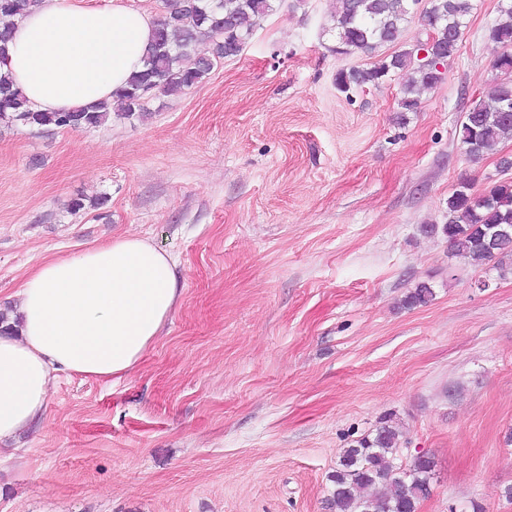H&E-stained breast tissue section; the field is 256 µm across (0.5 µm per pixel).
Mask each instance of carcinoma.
Wrapping results in <instances>:
<instances>
[{
    "mask_svg": "<svg viewBox=\"0 0 512 512\" xmlns=\"http://www.w3.org/2000/svg\"><path fill=\"white\" fill-rule=\"evenodd\" d=\"M38 0H0V63L15 20ZM416 0H335L332 25L325 29L334 40L330 51L350 56L391 49L369 67L337 71L336 89L349 94L364 86L377 87L394 75L403 78L400 111L415 112L421 95L444 79L439 66L455 56L459 42L454 33L466 26L473 0H427L419 21L425 39L401 41L406 23L416 14ZM278 8V0H159V20L147 49L145 68L134 74L117 104L68 112L36 109L8 75L0 74V117L10 116L23 126L77 130L97 127L111 114L123 119L142 118L153 95L185 93L203 83L227 58L238 56L265 19ZM487 37L512 46V0L501 3ZM209 44L205 54L198 52ZM460 142L467 156L478 160L503 140L512 138V80L497 84L493 92L463 113ZM512 225V182L501 181L475 194L461 182L448 196L446 221L428 224L422 232L446 240L451 254L470 265L498 259L500 269L512 271V236L490 242L491 227ZM434 289L419 282L403 299L406 307L428 304ZM401 432L387 419L346 449L332 475L331 505L335 512H417L430 494L432 457L416 455L409 468L393 464Z\"/></svg>",
    "mask_w": 512,
    "mask_h": 512,
    "instance_id": "1",
    "label": "carcinoma"
}]
</instances>
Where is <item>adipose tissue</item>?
<instances>
[{"label":"adipose tissue","instance_id":"obj_1","mask_svg":"<svg viewBox=\"0 0 512 512\" xmlns=\"http://www.w3.org/2000/svg\"><path fill=\"white\" fill-rule=\"evenodd\" d=\"M155 27L151 11L127 0H39L13 29L0 72L39 110L89 107L143 69ZM176 267L135 235L36 267L19 292L17 323L0 327V441L41 421L59 375L126 378L175 309Z\"/></svg>","mask_w":512,"mask_h":512}]
</instances>
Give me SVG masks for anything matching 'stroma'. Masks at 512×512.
I'll return each mask as SVG.
<instances>
[{
	"label": "stroma",
	"instance_id": "obj_1",
	"mask_svg": "<svg viewBox=\"0 0 512 512\" xmlns=\"http://www.w3.org/2000/svg\"><path fill=\"white\" fill-rule=\"evenodd\" d=\"M475 3L415 112L397 76L339 93L355 60L328 50L331 0H282L143 119H0V310L45 259L127 234L171 253L182 288L128 377L60 375L42 423L0 444V512H332L330 474L387 417L396 465L435 461L417 512H512V274L421 232L462 180L512 181V139L473 161L458 138L504 78L498 0ZM421 281L433 300L404 307Z\"/></svg>",
	"mask_w": 512,
	"mask_h": 512
}]
</instances>
